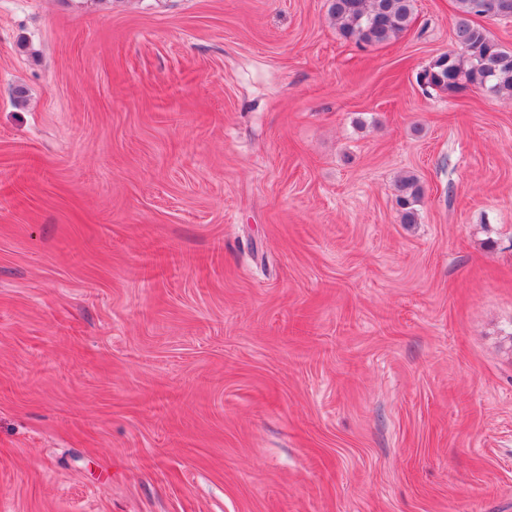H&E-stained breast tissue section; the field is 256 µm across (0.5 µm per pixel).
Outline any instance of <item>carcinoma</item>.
<instances>
[{
	"instance_id": "obj_1",
	"label": "carcinoma",
	"mask_w": 512,
	"mask_h": 512,
	"mask_svg": "<svg viewBox=\"0 0 512 512\" xmlns=\"http://www.w3.org/2000/svg\"><path fill=\"white\" fill-rule=\"evenodd\" d=\"M460 19L455 28L464 55L446 53L421 75L425 84L458 92L470 86L493 95L512 96V50L504 49L472 16L512 18V0H456ZM415 0H331L330 13L342 38L357 45L386 43L405 32L413 18ZM422 189L417 177L406 176L394 185L401 222H416Z\"/></svg>"
}]
</instances>
